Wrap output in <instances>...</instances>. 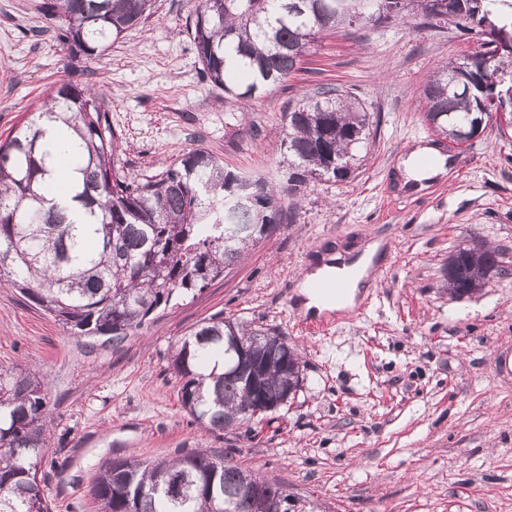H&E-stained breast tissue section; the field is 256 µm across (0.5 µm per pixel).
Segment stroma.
Returning a JSON list of instances; mask_svg holds the SVG:
<instances>
[{"label": "stroma", "mask_w": 512, "mask_h": 512, "mask_svg": "<svg viewBox=\"0 0 512 512\" xmlns=\"http://www.w3.org/2000/svg\"><path fill=\"white\" fill-rule=\"evenodd\" d=\"M41 2L0 0V142L61 81L102 92L115 165L131 179L203 148L283 181L281 115L323 88L350 94L372 122L349 179L309 182L270 238L120 347L68 334L0 286V365L48 382L50 512H98L92 485L112 459L200 448L328 512H512V376L494 372L498 350L512 349V138L491 125L463 147L439 144L420 98L476 42L401 23L363 42L327 34L269 95L231 101L204 78L187 34L196 0H155L145 22L93 59L69 57ZM421 146L439 147L450 166L412 190L403 162ZM375 240L385 256L358 293L362 314L334 311L327 330L299 328L302 272ZM473 242L496 248L507 272L451 297L448 257ZM216 315L277 327L303 353L301 390L258 435L205 431L178 399L171 351Z\"/></svg>", "instance_id": "35a3bbf8"}]
</instances>
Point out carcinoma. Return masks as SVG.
<instances>
[{
    "instance_id": "1",
    "label": "carcinoma",
    "mask_w": 512,
    "mask_h": 512,
    "mask_svg": "<svg viewBox=\"0 0 512 512\" xmlns=\"http://www.w3.org/2000/svg\"><path fill=\"white\" fill-rule=\"evenodd\" d=\"M198 0L187 31L204 77L230 99L260 96L281 84L318 36L336 29L408 23H463L485 51L450 61L422 90L424 121L461 145L491 123L512 131V0ZM153 0H45L43 15L72 55L88 58L151 15ZM503 83H484L485 70ZM74 129L80 179L73 201L90 216L73 224L43 193L46 152L38 121ZM283 184L255 175L254 200L237 198L244 175L203 148L161 171L127 180L114 167L116 136L102 95L70 82L54 86L40 111L0 143V285L20 293L79 336L115 346L155 312L201 291L244 259L285 219L313 179L344 181L368 146L370 118L360 103L322 90L283 113ZM465 275L446 278L463 297L500 271L493 248L452 253ZM261 361L265 395L295 399L305 362L276 328L214 316L176 345L171 367L178 399L193 420L221 432L258 425L287 406L251 398L238 351ZM50 424L43 379L0 366V512H48L41 487ZM100 512H278L287 489L201 448L168 461L115 458L96 478Z\"/></svg>"
}]
</instances>
